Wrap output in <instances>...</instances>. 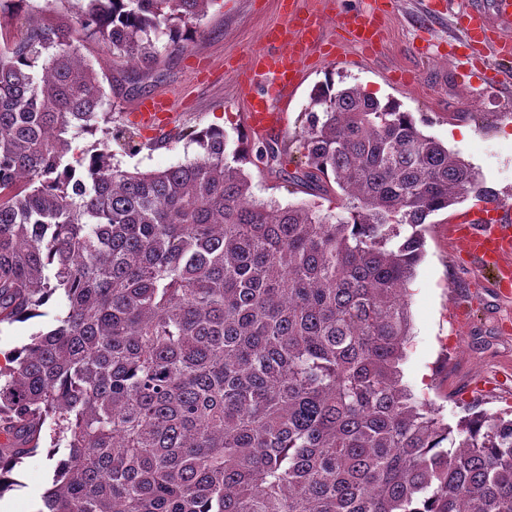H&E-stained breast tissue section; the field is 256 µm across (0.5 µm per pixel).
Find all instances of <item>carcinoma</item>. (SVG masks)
I'll use <instances>...</instances> for the list:
<instances>
[{
    "instance_id": "cac0c4a2",
    "label": "carcinoma",
    "mask_w": 512,
    "mask_h": 512,
    "mask_svg": "<svg viewBox=\"0 0 512 512\" xmlns=\"http://www.w3.org/2000/svg\"><path fill=\"white\" fill-rule=\"evenodd\" d=\"M53 2L71 23L0 45V324L57 307L0 367V493L48 443L37 512H512V412L452 425L401 383L425 221L481 189L475 167L329 78L288 180L336 184L343 215L255 197L245 166L283 158L241 130L128 170L112 142L140 130L100 112L81 47L147 78L214 0Z\"/></svg>"
}]
</instances>
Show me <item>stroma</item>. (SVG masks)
Here are the masks:
<instances>
[{"mask_svg": "<svg viewBox=\"0 0 512 512\" xmlns=\"http://www.w3.org/2000/svg\"><path fill=\"white\" fill-rule=\"evenodd\" d=\"M492 0H397L385 20L383 43L375 50L343 47V62L308 58L304 77L288 106V125L309 103L313 86L326 79L356 85L371 96L394 98L412 112L419 129L458 152L481 173L482 185L497 201L512 205V82L473 86L458 71L468 50L458 44L460 8L490 11ZM440 11L432 26L419 28L425 5ZM282 19L277 0H217L199 23L195 41L181 52L165 53L152 78L140 89L103 81L105 111L128 117L145 95L166 93L175 102L172 128L143 143L138 151H113L127 168L155 171L185 161L196 145L179 140L180 131L209 126L228 135L245 129L240 74L261 47L264 30ZM253 191L280 203H306L340 212L337 194L313 196L274 176L256 173ZM489 201L472 193L429 218L425 256L408 288L412 336L401 365L402 382L445 419L466 415L472 405L489 412L512 408V299L501 301L486 286L479 264L461 249L453 226L465 213H479ZM57 465L48 449L16 467L17 481L6 498L16 512H36Z\"/></svg>", "mask_w": 512, "mask_h": 512, "instance_id": "1", "label": "stroma"}]
</instances>
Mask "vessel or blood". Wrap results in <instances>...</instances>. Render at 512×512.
<instances>
[{
  "label": "vessel or blood",
  "mask_w": 512,
  "mask_h": 512,
  "mask_svg": "<svg viewBox=\"0 0 512 512\" xmlns=\"http://www.w3.org/2000/svg\"><path fill=\"white\" fill-rule=\"evenodd\" d=\"M289 18L267 37L265 49L251 58V75L243 86L252 97L246 112V124L254 133L264 135L283 131L287 125L286 105L293 96L308 56L324 51L326 14L307 9L305 0H289ZM394 7V0H374L369 10L336 13V27L347 41L358 47L378 45L383 36V20ZM512 25V0H494L493 15L472 10L462 30V42L472 56L494 53L504 61L512 60V38L502 35ZM171 97L153 94L141 97L131 118L143 128L156 131L172 122ZM501 216L475 231L470 225H458L469 254L494 271L493 290L503 298L512 296V207L502 206Z\"/></svg>",
  "instance_id": "obj_1"
}]
</instances>
